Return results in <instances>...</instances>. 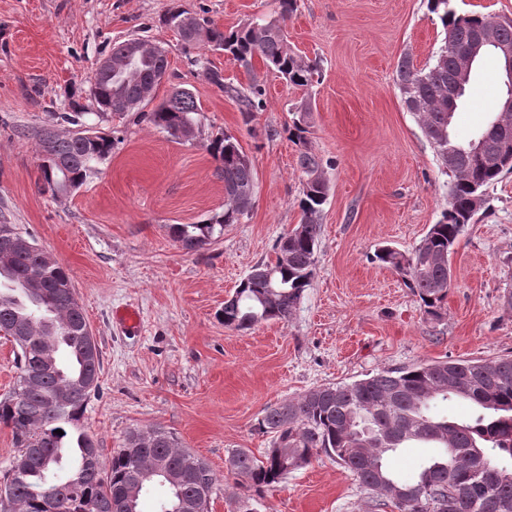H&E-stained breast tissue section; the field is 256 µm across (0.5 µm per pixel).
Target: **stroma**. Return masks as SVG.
Instances as JSON below:
<instances>
[{"label":"stroma","instance_id":"obj_1","mask_svg":"<svg viewBox=\"0 0 512 512\" xmlns=\"http://www.w3.org/2000/svg\"><path fill=\"white\" fill-rule=\"evenodd\" d=\"M224 30L273 15L274 0H0V222L16 225L63 262L100 353L99 389L85 416L99 467L131 428L160 424L204 459L219 485L210 512H379L376 496L329 459L289 474L263 496L228 474L238 448L263 455L264 408L322 385L425 361L512 356V174L488 193L461 233L441 318L427 315L402 274L375 259L383 245L410 253L448 207V178L395 85L400 58L438 50L442 26L427 0H298L289 46L319 69L306 91L261 61L245 68L207 46H185L161 19L171 7ZM142 37L167 52L155 92L189 89L201 109L196 135L177 141L139 112L100 115L88 78L115 42ZM225 85L265 88L266 107L244 119ZM506 87L493 58L476 67L455 113L458 141L499 112ZM310 100V149L324 162L329 196L311 284L289 321L248 330L217 313L252 266L276 259L279 237L300 221L304 175L290 137L292 111ZM80 112L114 133L111 156L63 196L42 187L37 134ZM237 137L255 170L254 205L221 237L187 253L168 234L224 210V182L207 150ZM132 306L141 327L115 319Z\"/></svg>","mask_w":512,"mask_h":512}]
</instances>
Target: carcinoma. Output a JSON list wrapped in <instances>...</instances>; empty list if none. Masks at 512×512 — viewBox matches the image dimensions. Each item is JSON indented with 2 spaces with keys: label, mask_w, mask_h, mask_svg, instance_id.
<instances>
[{
  "label": "carcinoma",
  "mask_w": 512,
  "mask_h": 512,
  "mask_svg": "<svg viewBox=\"0 0 512 512\" xmlns=\"http://www.w3.org/2000/svg\"><path fill=\"white\" fill-rule=\"evenodd\" d=\"M450 0H427L443 34L453 31L465 47L478 29L498 22V36L512 42V21L472 12L458 14ZM277 15L245 22L229 33L173 8L163 20L186 44L203 42L240 65L253 60L279 73L295 87L307 89L318 74L288 45L285 22L297 9V0H277ZM435 53L420 68L411 55L397 66L396 84L404 100L414 97L423 108L414 112L442 171L448 176V209L430 227L408 255L383 246L376 259L404 275L419 296L425 312L441 317L451 277L450 257L472 217L486 202L488 189L501 175L512 172V136L492 140L491 151L501 164L488 165L479 156L460 154L457 167L448 170V77L454 61H439ZM112 71H96L90 93L101 114L123 98L143 107L144 90L157 87V74L168 70L166 51L141 41L132 51L127 41L112 45ZM206 78L238 99L246 119L265 106V89L255 81L248 89L224 85L223 74L205 69ZM312 107L295 108L290 134L301 145L299 165L306 177L298 202L301 222L280 237L276 260L256 265L224 300L219 316L224 326L247 330L268 320L288 321L316 263L321 235V212L329 186L323 161L306 145ZM198 106L186 88L175 87L168 98L144 118L176 140L196 123ZM82 113L57 116L59 123L77 127L39 133L40 178L55 194H66L84 183L93 164L112 154V137L83 127ZM207 151L224 178V212L203 224H170L172 240L186 252L211 242L228 224H238L252 206L244 199L255 185L254 168L237 139L215 137ZM29 238L13 224H0V332L14 337L19 375L12 391L0 399V424L12 429L19 449L16 459L0 474V485L12 490L17 512H113L116 494L139 473L156 463L181 476L173 485L161 476L144 481L141 493L164 489L158 512H178L180 502L196 501L208 512L218 478L209 464L179 446L173 433L159 425L129 431L126 446L112 452L110 470L102 473L88 448L96 434L83 417L98 383L99 351L90 348L88 324L80 306L69 301L70 276L62 262L45 263L40 255L15 241ZM462 399L478 412L466 421L440 417L431 403ZM258 428L273 435L271 448L261 457L238 449L231 454L229 472L244 479L257 494L276 488L288 473L325 455L353 473L368 490L392 504L397 512H512V358L420 362L411 367L382 371L349 383L310 390L264 410ZM63 430V434L55 430ZM415 443L438 449L410 482L396 479L385 463L387 456ZM396 484L405 497L387 495Z\"/></svg>",
  "instance_id": "1"
}]
</instances>
